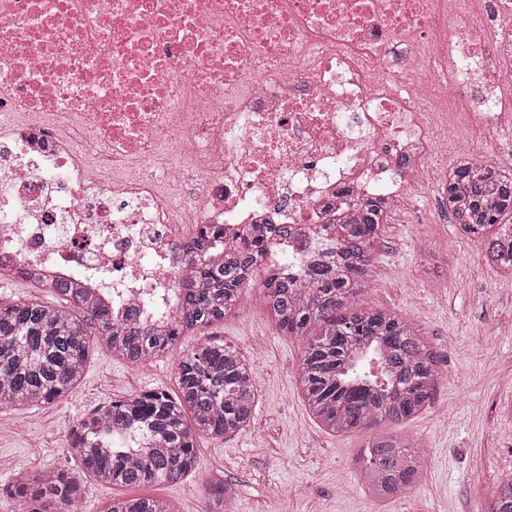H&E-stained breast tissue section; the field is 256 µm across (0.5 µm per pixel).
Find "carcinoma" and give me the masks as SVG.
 <instances>
[{"label":"carcinoma","instance_id":"1","mask_svg":"<svg viewBox=\"0 0 512 512\" xmlns=\"http://www.w3.org/2000/svg\"><path fill=\"white\" fill-rule=\"evenodd\" d=\"M448 204L456 224L487 239L488 264L501 276L512 274V172L481 170L461 162L448 176ZM387 204L369 200L343 224L335 225L336 250L319 261L302 281L264 280L267 311L287 336L309 339L297 370L302 400L326 432H369L356 458L369 497L394 502L405 497L422 475L416 442L373 433L399 424L435 399L439 380L434 353L422 329L388 311L353 307L370 285L380 248V227ZM203 227L187 247L190 291L179 318L164 333L128 321L115 329L112 315L79 288L52 287L73 304L38 300L0 302V409L41 407L65 397L83 378L92 347L101 342L113 355L146 363L177 348L181 337L240 313L266 252L257 238L242 247L224 248L211 257ZM177 390L153 391L114 400L104 410L82 417L69 434L80 469L96 483L144 487L178 484L197 471V439L234 435L247 427L258 401L254 370L237 349L209 339L177 364ZM0 493L16 498L27 512H74L83 498L80 478L63 470L21 471ZM218 508L231 512L235 491H212ZM106 512H172L162 499L124 498ZM485 512H512V477L490 487Z\"/></svg>","mask_w":512,"mask_h":512}]
</instances>
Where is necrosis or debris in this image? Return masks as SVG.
<instances>
[{"mask_svg": "<svg viewBox=\"0 0 512 512\" xmlns=\"http://www.w3.org/2000/svg\"><path fill=\"white\" fill-rule=\"evenodd\" d=\"M507 83L512 0H0V275L159 329L188 228L305 278L337 211L447 199L441 148L512 171Z\"/></svg>", "mask_w": 512, "mask_h": 512, "instance_id": "obj_1", "label": "necrosis or debris"}]
</instances>
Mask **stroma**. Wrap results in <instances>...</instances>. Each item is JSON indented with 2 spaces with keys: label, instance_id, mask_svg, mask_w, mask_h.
<instances>
[{
  "label": "stroma",
  "instance_id": "stroma-1",
  "mask_svg": "<svg viewBox=\"0 0 512 512\" xmlns=\"http://www.w3.org/2000/svg\"><path fill=\"white\" fill-rule=\"evenodd\" d=\"M356 306L387 310L422 327L437 355L434 402L389 431L422 445L423 477L408 495L379 504L351 465L367 434L327 433L309 415L297 369L306 340L283 334L263 291L250 289L236 317L182 337L167 356L132 364L105 347L92 351L71 393L39 408L0 410V485L21 470L77 471L68 435L84 414L142 392L175 388L179 358L217 338L251 363L258 404L247 428L198 441L199 467L180 484L144 488L87 481L79 512H104L116 498L157 497L173 512H203L208 486L234 485L235 512H479L488 485L512 475V288L484 259L481 237L461 232L436 196L390 212L374 282Z\"/></svg>",
  "mask_w": 512,
  "mask_h": 512
}]
</instances>
